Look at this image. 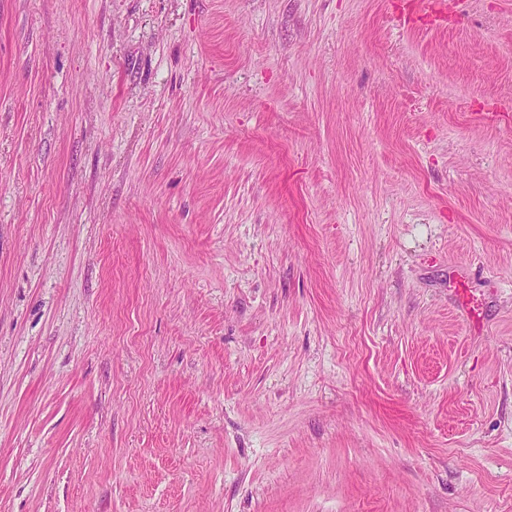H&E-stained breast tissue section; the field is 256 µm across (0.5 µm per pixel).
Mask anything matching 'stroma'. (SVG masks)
I'll return each mask as SVG.
<instances>
[{
  "mask_svg": "<svg viewBox=\"0 0 512 512\" xmlns=\"http://www.w3.org/2000/svg\"><path fill=\"white\" fill-rule=\"evenodd\" d=\"M0 512H512V0H0Z\"/></svg>",
  "mask_w": 512,
  "mask_h": 512,
  "instance_id": "1",
  "label": "stroma"
}]
</instances>
